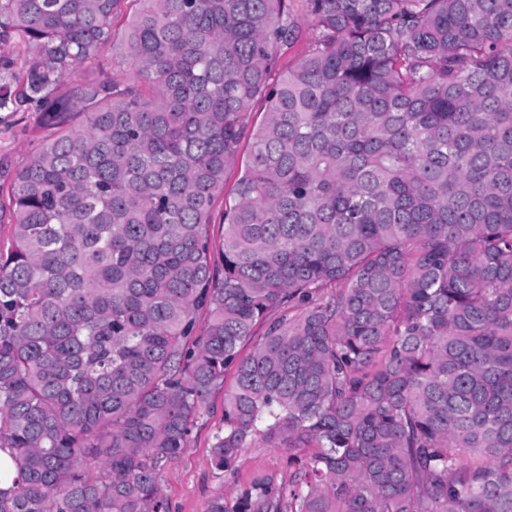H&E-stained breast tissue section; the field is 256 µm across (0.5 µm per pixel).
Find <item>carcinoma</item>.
I'll list each match as a JSON object with an SVG mask.
<instances>
[{
    "instance_id": "cac0c4a2",
    "label": "carcinoma",
    "mask_w": 512,
    "mask_h": 512,
    "mask_svg": "<svg viewBox=\"0 0 512 512\" xmlns=\"http://www.w3.org/2000/svg\"><path fill=\"white\" fill-rule=\"evenodd\" d=\"M293 2L0 0V512H167L228 370L214 469L303 452L233 512H512V0H302L286 66ZM37 112H20L9 116L0 112V153H9L16 164L23 165L38 145L37 137L46 134L38 129ZM249 155V144L248 141L245 139L241 143L240 151L237 156V159L233 163V165L229 168L226 174V181L224 185V205L225 204H232L233 201V186L235 183V180L238 177V173L240 170V167H243L247 158Z\"/></svg>"
}]
</instances>
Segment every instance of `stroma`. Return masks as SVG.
Wrapping results in <instances>:
<instances>
[{"label": "stroma", "instance_id": "stroma-1", "mask_svg": "<svg viewBox=\"0 0 512 512\" xmlns=\"http://www.w3.org/2000/svg\"><path fill=\"white\" fill-rule=\"evenodd\" d=\"M38 123L35 112L0 113V153H9L16 164H25L38 145ZM233 384V373H225L224 386L215 390L208 412L194 425L187 450L161 471L158 485L169 512H207L217 497L223 498L226 506H234L238 494L262 474L273 475L284 484L292 480L295 468L288 463L287 450L270 447L259 437L240 450L234 471L223 473L213 468L214 436L224 428V391Z\"/></svg>", "mask_w": 512, "mask_h": 512}]
</instances>
